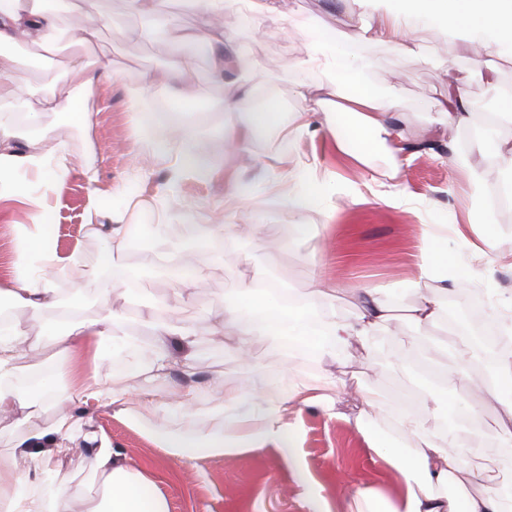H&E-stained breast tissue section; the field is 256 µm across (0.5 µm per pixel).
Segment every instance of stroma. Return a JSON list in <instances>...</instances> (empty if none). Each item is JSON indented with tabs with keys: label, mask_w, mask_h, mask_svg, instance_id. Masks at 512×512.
Wrapping results in <instances>:
<instances>
[{
	"label": "stroma",
	"mask_w": 512,
	"mask_h": 512,
	"mask_svg": "<svg viewBox=\"0 0 512 512\" xmlns=\"http://www.w3.org/2000/svg\"><path fill=\"white\" fill-rule=\"evenodd\" d=\"M273 5L270 13L233 17L230 38L257 63L249 79L254 91L286 114L295 108V65L307 54L312 26H327L343 37L360 6L357 0H273ZM169 11L176 28L158 22L147 37L142 34L146 20L130 12L128 0H97L85 15V24L99 32L94 52L98 65L91 72L96 105L91 128L56 125L50 113L33 121L26 113L0 107V122L19 132V150L50 158L62 147L68 155L63 175L34 173L27 190L0 194V284L15 273L20 227L39 224L60 257L76 252L87 265L85 316L99 319L138 310L136 324L126 329L139 341L128 365H117L107 348L92 341L69 360L54 344L19 357L17 371L52 367L53 385L66 387L97 376L123 393L126 403L120 414L73 403H31L30 424L50 428L65 410L75 416L78 429L70 452L55 458L50 471H35L23 455L17 458L18 469L28 483L41 488L63 478L84 485L86 496L75 500L72 510L87 512L86 499L96 495L98 487L90 480L95 450L84 435L102 431L127 461L156 468L155 491L166 500L169 512H309L293 472L276 449L232 451L185 465L158 448L148 433L162 427L176 434H207L224 417L228 383L266 396L327 374L342 392L341 417L298 402L289 403L284 415L285 423L298 428L295 449L304 469L323 486L330 512H357L358 492L367 486L377 489L387 505L400 506L406 482L369 448L367 439L393 438L385 407L422 391L419 379L424 371L413 354L427 349L443 367L450 342L445 324L419 327L410 317L411 308L425 297L443 303L457 298L470 248L485 235L498 249L493 273L477 284L483 293L481 306L486 309L496 299L512 297V207L499 202L512 162L498 154L499 143L512 140V120L502 119L478 150L472 133L480 101L494 99L497 111H504L502 92L512 89V53L493 54L488 69L476 68L470 46L440 40L433 20L413 29L410 51H397L382 41L367 44L372 67L366 78L396 98L392 124L399 136L377 143L363 159L358 145L344 141L336 131L332 108L311 113L309 129L299 139L285 137L276 127L262 128L253 132L247 151L225 153L224 130L240 120L238 113L224 109L234 87L213 75L206 47L198 43L184 65L183 81L200 87V98L179 100L161 85L151 90V107L164 117L169 139L167 151L151 154L142 142V122L130 109L128 88L144 74L167 70L175 34L202 25L183 0H170ZM455 86L468 101L471 120L463 125L441 121L440 102ZM188 125L198 130L194 152L203 170L180 178L175 163ZM306 162L331 174L333 183L311 190L307 174L299 170ZM91 170L96 173L92 182L87 179ZM296 195L305 196V203L289 205V197ZM92 220L106 228L162 224L168 238L183 248L190 244L184 236L187 226L233 224L231 240L214 239L219 249L205 271L204 287L194 289L182 306L184 317L199 326V354L190 364L174 363L170 376L155 385L171 397L191 386L202 388L206 398L199 413L156 412L143 398L151 343L146 324L157 318L155 303L172 293V281L149 250L131 248L102 262L104 239L92 235ZM256 224L267 225L264 236L254 235ZM316 224L323 225L322 234L313 232ZM428 224L448 228V271L440 281L417 278ZM291 227L299 233L289 241L284 232ZM133 274L143 282L139 301L120 291L101 303L97 288L102 278L120 282ZM259 277L277 279L296 296L299 309L311 306L340 320L354 318L359 311L355 289L389 285L391 315L376 330L377 354L354 342L341 358H319L306 366L284 355L279 342L261 339L250 359L238 358L232 338L223 330L224 296ZM370 391L376 392L378 407L364 404ZM449 418L452 431L479 450L478 456H464L452 487L474 489L473 473L480 467L512 480V445L498 436L493 406H483L477 414L480 432L475 436L464 417L453 412Z\"/></svg>",
	"instance_id": "1"
}]
</instances>
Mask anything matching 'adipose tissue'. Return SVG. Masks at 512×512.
Instances as JSON below:
<instances>
[{"label":"adipose tissue","mask_w":512,"mask_h":512,"mask_svg":"<svg viewBox=\"0 0 512 512\" xmlns=\"http://www.w3.org/2000/svg\"><path fill=\"white\" fill-rule=\"evenodd\" d=\"M365 13L382 14L384 24L373 28L363 17L357 18L346 36L344 46H337L328 32L317 29L307 56L298 63L302 69H317L327 73L328 79L318 87L301 82L294 88L298 106L288 122L289 138L303 135L308 128V115L320 106L337 108L339 126L348 139L356 142L362 154H369L373 146L393 134L389 115L397 108L393 96L380 94L366 81L362 73L369 68L367 59L358 56V48L368 41H387L395 49H407L413 25L423 19H436L451 36L463 33L478 35L487 48L501 50L512 47V0H358ZM187 6L199 8L202 15L204 38L209 43L214 59L216 77L231 71L236 75L240 91L226 101L227 109L243 117V131H231L226 146L232 151L249 147L247 133L254 127L274 120L271 111L257 110L249 76L256 64L248 56L230 54L225 50V25L229 16L242 11L264 9L263 0H186ZM95 5V0H71L66 14L51 9L48 0H0V103L18 99L14 76L21 59L12 48L19 42L43 45L50 34L67 30L70 41L76 45L62 78L69 87L65 99L52 92L34 88L38 109L61 113L69 124L88 128L92 122L91 100L93 85L90 72L94 65L88 51L97 39V30L85 27L83 15ZM17 133L11 126L0 124V180L19 171L40 172L52 166L54 174H63L67 167L66 151H58L53 161L35 152L25 154L15 147ZM232 225L210 228L207 236H199L196 228H189V236L198 240L201 257L197 265L188 267L177 246L165 237L164 225H155L147 247L154 249L175 272L176 287L171 296L160 304L168 312L165 321L155 327L156 342L149 350L145 384L153 386L164 379L171 363L172 346H179L185 359L198 353L197 326L184 320L178 310L189 296L191 288L202 284L206 266L212 260L209 250L211 236L232 235ZM17 274L11 280L8 294L13 302L31 307H49L56 302V277H65L72 285L71 307L81 310L84 304L82 283L87 270L80 255L60 259L53 247L45 241H35L30 231H22L16 246ZM41 274L40 281H32L31 271ZM387 285L378 284L361 289L363 309L350 321L324 316L320 329H312L298 313L282 314V297L276 285L248 283L225 299L224 331L234 339V350L247 357L257 337L272 339L292 337L309 345L319 357H338L342 346L352 341L369 344L376 328L383 324L389 309L383 298ZM30 330L16 324L0 323V410L8 406L24 405V392L12 388L10 378L15 374L14 360L20 346L29 340ZM94 337L98 344L120 353L131 347V337L124 334L115 317L103 320L81 316L78 322H63L50 340L62 344L67 354H76L85 337ZM455 359L447 372L437 373V384L426 390L420 405L422 414H415L409 402L397 401L392 411L393 430L399 438L416 440L413 451L385 447L378 438L369 439V447L382 450L387 461L404 476L407 492L401 512H505L506 500L512 499V482L499 481L488 471L476 473L477 489L463 496L442 497L436 489L447 484L457 469L460 459L469 448L459 437L451 435L442 423L448 416L453 390L463 381L485 389L488 399L498 407L499 433L503 441L512 443V352L502 356L494 378H472L470 360L473 353L467 341H459ZM338 386L335 378L321 375L296 384L287 396L263 398L256 391L237 386L224 388V422L206 436L177 435L165 429H156L152 438L172 458L190 463L202 457H218L229 451L261 449L267 446L281 451L290 469L299 464L290 446L291 433L283 421L288 403L298 401L317 405L326 415L338 416ZM51 404L63 405L73 401L84 406H122V394L111 389L101 379L93 377L82 381L72 391L51 392ZM73 427L69 413H61L52 429L27 427L18 440L19 448L28 453L35 469H46L52 456L69 451L70 431ZM96 445L94 473L103 487L92 512H168L165 499L154 494L155 480L149 468L123 462L114 451L107 436H92ZM51 445V455L40 452ZM75 496L67 484L40 492L25 487L17 473V458L12 453H0V512H71Z\"/></svg>","instance_id":"adipose-tissue-1"}]
</instances>
